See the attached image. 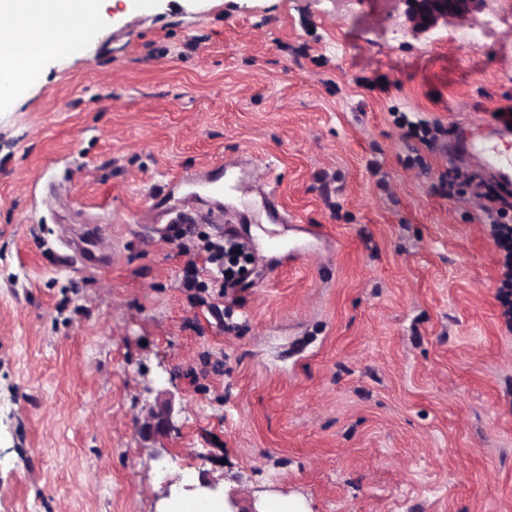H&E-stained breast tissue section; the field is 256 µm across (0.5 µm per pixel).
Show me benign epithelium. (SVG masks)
<instances>
[{
  "label": "benign epithelium",
  "mask_w": 512,
  "mask_h": 512,
  "mask_svg": "<svg viewBox=\"0 0 512 512\" xmlns=\"http://www.w3.org/2000/svg\"><path fill=\"white\" fill-rule=\"evenodd\" d=\"M403 24L408 34L420 39H431L452 22L469 23L482 12L486 0H401ZM172 394H167L163 405L149 408L143 420L137 421L138 431L144 438H151L171 430L170 410ZM183 490L198 499L217 502L223 512H261L257 508L245 511L239 508L236 498L224 493L220 479L203 472L197 482L183 486Z\"/></svg>",
  "instance_id": "1"
}]
</instances>
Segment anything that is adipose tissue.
I'll use <instances>...</instances> for the list:
<instances>
[{"instance_id": "1", "label": "adipose tissue", "mask_w": 512, "mask_h": 512, "mask_svg": "<svg viewBox=\"0 0 512 512\" xmlns=\"http://www.w3.org/2000/svg\"><path fill=\"white\" fill-rule=\"evenodd\" d=\"M102 17L103 0H0V100L18 93L23 69L69 54Z\"/></svg>"}]
</instances>
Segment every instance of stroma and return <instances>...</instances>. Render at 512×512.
<instances>
[{
  "label": "stroma",
  "mask_w": 512,
  "mask_h": 512,
  "mask_svg": "<svg viewBox=\"0 0 512 512\" xmlns=\"http://www.w3.org/2000/svg\"><path fill=\"white\" fill-rule=\"evenodd\" d=\"M150 2L105 0L0 103V512H168L163 479L203 469L246 504L512 512L504 254L475 198L497 179L463 151L512 106V28L430 42L395 0ZM406 119L438 123L434 149ZM228 158L237 187L210 194ZM266 185L295 224L269 223ZM185 204L258 239L252 287H184L155 227ZM99 222L92 273L64 254ZM302 224L326 237L291 267ZM168 377L174 429L143 440Z\"/></svg>",
  "instance_id": "obj_1"
}]
</instances>
